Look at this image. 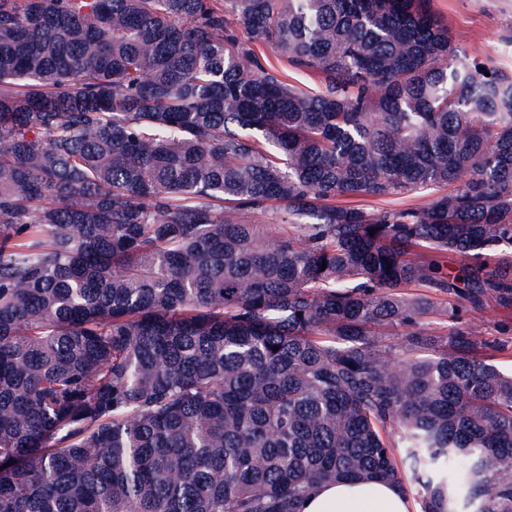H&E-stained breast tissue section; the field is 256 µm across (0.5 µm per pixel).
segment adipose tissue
I'll list each match as a JSON object with an SVG mask.
<instances>
[{"instance_id": "adipose-tissue-1", "label": "adipose tissue", "mask_w": 512, "mask_h": 512, "mask_svg": "<svg viewBox=\"0 0 512 512\" xmlns=\"http://www.w3.org/2000/svg\"><path fill=\"white\" fill-rule=\"evenodd\" d=\"M300 512H409V501L397 485L380 480L336 481L315 488Z\"/></svg>"}]
</instances>
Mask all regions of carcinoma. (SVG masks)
I'll use <instances>...</instances> for the list:
<instances>
[{
    "label": "carcinoma",
    "mask_w": 512,
    "mask_h": 512,
    "mask_svg": "<svg viewBox=\"0 0 512 512\" xmlns=\"http://www.w3.org/2000/svg\"><path fill=\"white\" fill-rule=\"evenodd\" d=\"M511 320L512 72L432 0H0V512H512ZM502 317L498 315L497 311L487 308L483 312L472 313L462 310L458 326L461 328L476 327L482 332L483 337L493 338L500 336L499 334V320ZM410 502V509H409ZM416 512L415 495L376 479L324 483L303 501L300 512Z\"/></svg>",
    "instance_id": "cac0c4a2"
}]
</instances>
